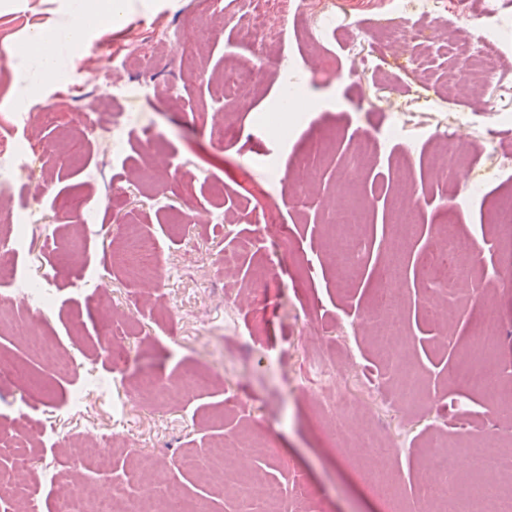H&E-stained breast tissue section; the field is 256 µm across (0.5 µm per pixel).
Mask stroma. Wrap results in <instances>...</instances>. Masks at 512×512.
Listing matches in <instances>:
<instances>
[{
  "mask_svg": "<svg viewBox=\"0 0 512 512\" xmlns=\"http://www.w3.org/2000/svg\"><path fill=\"white\" fill-rule=\"evenodd\" d=\"M473 0H435L448 37L476 36ZM83 0H0V30H9L0 114L24 111L27 122L0 126V141L23 142L30 173L9 187L10 207L29 216V249L18 263L33 275H54L55 302L43 314L14 306L0 312V361L25 367L33 382L0 380V463L13 465L27 438L13 409L51 421L53 443L26 447L34 477L15 495L19 512H58L60 492L43 482L44 465L80 475L97 491H139L134 453L154 454L194 512H263L235 482L214 489L203 474L182 468L223 442L224 456L259 471L283 489L292 512H429L417 490L428 453L455 446L453 464L462 488L473 485L457 435L467 429L512 479V410L489 412L475 390L452 380L478 304L492 307L499 340L493 355L512 370V287L497 288L498 271L512 267V223L493 220L512 199V179L498 173L512 158V64L482 86L449 77L439 49L419 77L394 52L388 28L400 16L371 0H310L304 13L284 21L289 61L270 69L247 102L225 97L224 61L251 62L238 37L234 6L209 12L197 0H126L117 14L88 22L80 48L53 44L48 60L29 50L38 33L68 27ZM332 11L341 27L316 38L311 17ZM152 49L149 66L139 55ZM125 57L131 83L126 98H110L103 82L79 72L84 55ZM303 89L306 110L282 111L283 79ZM25 106H17L18 97ZM128 126L119 156L96 145L91 124ZM401 135L388 138L391 126ZM263 128L276 141L267 152L250 133ZM375 150L345 179L357 136ZM324 139L332 151L313 157ZM467 161L471 179L486 185L472 203L460 178L437 175L445 150ZM312 167L306 197L290 188L293 173ZM412 198V231L394 247L395 204ZM359 206L363 228L359 261L342 272L332 254L337 209ZM480 244L483 278L429 290L416 264L443 225ZM154 239L165 272L158 283L134 278L118 260L127 226ZM236 262L225 268V254ZM396 265L400 306L410 338L403 363L375 349V287ZM111 291L112 309L96 304L88 280ZM433 292L442 316L426 320L419 304ZM66 349L74 370L57 374L25 335ZM340 372L341 385L365 411L336 419L328 389L312 370L317 360ZM208 367L210 386L181 395L173 387L185 372ZM117 383L110 397L89 396L78 413L67 405L87 372ZM421 381L418 394L399 390L406 372ZM159 380L158 392H140L142 376ZM125 403L116 419L114 403ZM110 446L123 433L128 455L108 471L96 470L75 445L83 431ZM373 435L388 448L375 458L358 450Z\"/></svg>",
  "mask_w": 512,
  "mask_h": 512,
  "instance_id": "35a3bbf8",
  "label": "stroma"
}]
</instances>
